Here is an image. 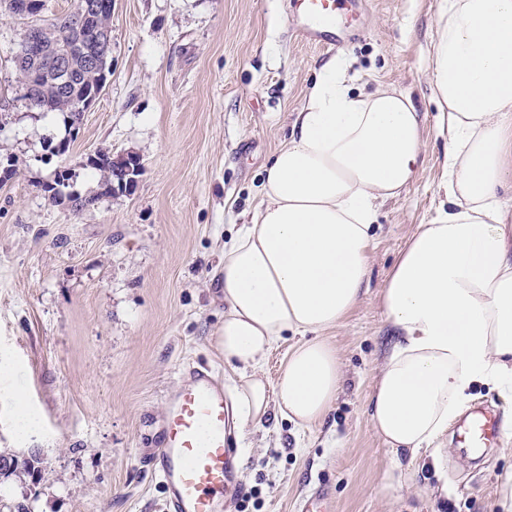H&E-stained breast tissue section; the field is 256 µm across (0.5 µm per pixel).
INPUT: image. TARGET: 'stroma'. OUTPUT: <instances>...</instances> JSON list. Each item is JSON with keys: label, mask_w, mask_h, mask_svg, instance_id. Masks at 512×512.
I'll return each instance as SVG.
<instances>
[{"label": "stroma", "mask_w": 512, "mask_h": 512, "mask_svg": "<svg viewBox=\"0 0 512 512\" xmlns=\"http://www.w3.org/2000/svg\"><path fill=\"white\" fill-rule=\"evenodd\" d=\"M441 0H356L358 29L331 51L295 40L290 0H112V72L77 126L27 108L11 60L26 20L0 14V452L35 474L0 481V512H164L148 465L157 424L185 363L211 366L236 395L244 378L216 337L224 245L262 201L264 170L291 131L318 70L343 59L354 92L390 86L423 120L425 153L410 185L379 206L358 303L322 338L342 383L302 428L270 400L260 424L234 415L242 486L227 512H295L322 487L335 512H500L512 472V400L477 383L470 405L501 416L478 451L446 432L417 454L373 429L368 399L395 341L380 304L407 239L436 215L445 141L428 78ZM62 154L54 148L60 141ZM139 156L115 192L98 152ZM90 201H52L58 171ZM36 426L21 436L18 408Z\"/></svg>", "instance_id": "obj_1"}]
</instances>
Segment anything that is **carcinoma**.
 Segmentation results:
<instances>
[{
    "label": "carcinoma",
    "instance_id": "1",
    "mask_svg": "<svg viewBox=\"0 0 512 512\" xmlns=\"http://www.w3.org/2000/svg\"><path fill=\"white\" fill-rule=\"evenodd\" d=\"M111 63L112 57L108 56L90 67L75 55L70 73L61 80L51 68L50 53L46 52L28 65L15 68V73L29 90V108L39 112L62 113L73 126L79 123L80 117L73 111L72 103L78 101L89 105L96 100L111 73ZM93 166L101 172L107 184H112L116 160L110 153H99Z\"/></svg>",
    "mask_w": 512,
    "mask_h": 512
}]
</instances>
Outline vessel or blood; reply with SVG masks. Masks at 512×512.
Returning a JSON list of instances; mask_svg holds the SVG:
<instances>
[{
	"label": "vessel or blood",
	"mask_w": 512,
	"mask_h": 512,
	"mask_svg": "<svg viewBox=\"0 0 512 512\" xmlns=\"http://www.w3.org/2000/svg\"><path fill=\"white\" fill-rule=\"evenodd\" d=\"M349 0H296L291 32L301 41L331 49L351 33ZM501 418L492 410L470 413L459 431L472 448L497 442ZM232 415L221 377L206 366H191L167 402L152 467L166 489L165 512H224L226 488L238 482L240 470L232 448ZM296 512H331L327 493L302 496Z\"/></svg>",
	"instance_id": "vessel-or-blood-1"
}]
</instances>
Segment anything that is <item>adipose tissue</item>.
<instances>
[{
    "instance_id": "ef3b65f1",
    "label": "adipose tissue",
    "mask_w": 512,
    "mask_h": 512,
    "mask_svg": "<svg viewBox=\"0 0 512 512\" xmlns=\"http://www.w3.org/2000/svg\"><path fill=\"white\" fill-rule=\"evenodd\" d=\"M432 56L444 199L382 289L400 340L369 399L376 433L413 454L447 431L475 382L512 397V0H441ZM421 128L402 92L354 93L333 62L319 72L266 169L258 211L216 273L217 342L245 375L244 420L262 422L273 395L307 427L334 402L340 364L320 335L360 299L378 207L413 180ZM290 334L298 341L267 386L261 364Z\"/></svg>"
}]
</instances>
